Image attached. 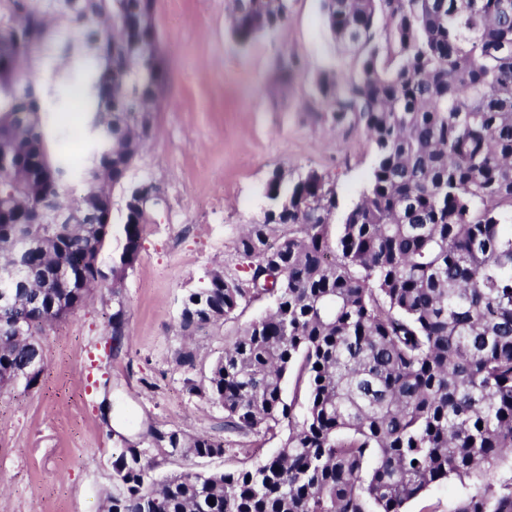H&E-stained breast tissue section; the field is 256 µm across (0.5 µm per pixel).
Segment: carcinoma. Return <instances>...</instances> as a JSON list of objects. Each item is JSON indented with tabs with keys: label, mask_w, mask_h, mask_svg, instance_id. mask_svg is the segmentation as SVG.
I'll return each mask as SVG.
<instances>
[{
	"label": "carcinoma",
	"mask_w": 512,
	"mask_h": 512,
	"mask_svg": "<svg viewBox=\"0 0 512 512\" xmlns=\"http://www.w3.org/2000/svg\"><path fill=\"white\" fill-rule=\"evenodd\" d=\"M235 2L229 31L240 47L288 23V0ZM88 7L124 21L133 41L154 38L140 23L154 0H74L54 33L38 10L18 23L42 41L47 65L33 82L46 103L75 80L88 117L111 109L101 140L112 142L118 184L152 133L133 108L156 95L165 66L118 54L110 69H83L76 49L113 36L86 23ZM322 11L353 71H325L317 89L336 124L367 133L368 182L341 212L325 176L273 174L264 221L238 241L247 284L211 274L186 295L180 320L193 333L258 296L273 299L198 393L224 409V433L278 435L280 445L222 472L187 467L158 479V456L230 449L150 427L148 447L129 442L112 462L107 512H405L448 480L472 486L454 512H512V0H322ZM17 52L0 40V143L9 146L0 176L22 199L0 206V267L20 249L21 279L59 321L103 283L93 263L109 233L44 224L41 205L60 211L69 197V216H105L111 202L82 190L88 167L56 150L60 135L22 126ZM287 194L302 208L278 209ZM146 221L126 208L125 241H139ZM278 226L287 232L275 235ZM43 317L21 295L0 306V384L30 351L13 325L24 319L39 335Z\"/></svg>",
	"instance_id": "carcinoma-1"
}]
</instances>
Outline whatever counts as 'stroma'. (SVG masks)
Wrapping results in <instances>:
<instances>
[{"mask_svg": "<svg viewBox=\"0 0 512 512\" xmlns=\"http://www.w3.org/2000/svg\"><path fill=\"white\" fill-rule=\"evenodd\" d=\"M288 4L286 29L241 48L229 33L232 0H155L165 93L144 150L112 188L103 261L125 241L127 188L152 182L160 201L148 208L138 258L118 287L101 286L40 336L45 365L37 386L0 390V512H104L113 460L147 427L188 438L224 434L223 410L196 388L273 301L255 299L223 324L186 336L184 297L205 287L214 270L246 280L237 240L263 221L273 173L294 178L313 170L335 181L340 208L357 200L373 149L362 132L336 125L315 86L321 72L349 70L350 62L330 38L320 0ZM292 54L307 68L287 80L277 60ZM119 308L125 327L115 342L108 320ZM185 347L195 354L194 368L176 360ZM228 441L230 457L189 464L221 471L229 459L280 444ZM189 464L162 459L156 472Z\"/></svg>", "mask_w": 512, "mask_h": 512, "instance_id": "1", "label": "stroma"}]
</instances>
